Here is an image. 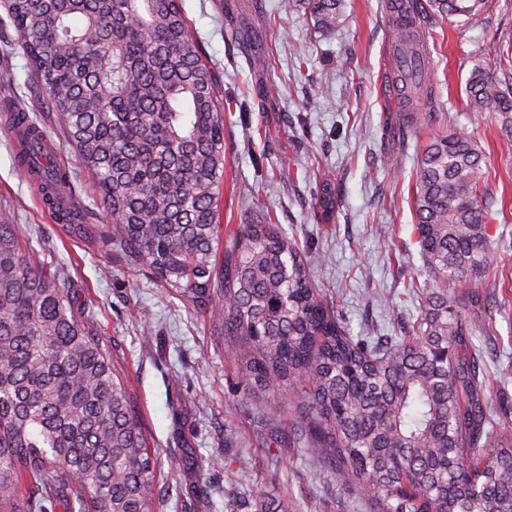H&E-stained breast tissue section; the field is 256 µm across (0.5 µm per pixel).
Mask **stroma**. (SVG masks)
Instances as JSON below:
<instances>
[{
    "label": "stroma",
    "mask_w": 512,
    "mask_h": 512,
    "mask_svg": "<svg viewBox=\"0 0 512 512\" xmlns=\"http://www.w3.org/2000/svg\"><path fill=\"white\" fill-rule=\"evenodd\" d=\"M386 0H345L336 32H316L295 0H183L186 22L224 102L222 240L238 225L273 219L297 238L310 276L351 336L400 335L423 308L428 278L411 199L415 162L431 135L454 128L490 157L496 199L486 222L497 266L471 309L493 410L512 406V141L470 111L465 84L490 41L512 42V0H491L469 23L444 22L427 39L434 120L407 145L386 127L395 98ZM265 67L252 64L253 57ZM0 219L50 266L64 268L77 303L117 343L121 367L160 471L152 512H371L358 482L314 469L292 434L294 412L269 409L238 375L224 326L168 297L116 245L68 233L17 167L6 109L36 114L29 66L15 34L0 36ZM47 139L89 212L102 207L54 121ZM336 187L333 221L315 208L324 177Z\"/></svg>",
    "instance_id": "35a3bbf8"
}]
</instances>
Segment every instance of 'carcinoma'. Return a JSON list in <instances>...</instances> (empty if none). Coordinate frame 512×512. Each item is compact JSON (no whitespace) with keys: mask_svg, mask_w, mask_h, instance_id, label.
Instances as JSON below:
<instances>
[{"mask_svg":"<svg viewBox=\"0 0 512 512\" xmlns=\"http://www.w3.org/2000/svg\"><path fill=\"white\" fill-rule=\"evenodd\" d=\"M299 2L317 32L336 31L344 0ZM488 7L408 0L402 17L388 0L400 88L389 129L405 136L432 121L430 77L402 68L425 54V29ZM11 29L29 93L75 147L109 220L86 224L58 207L70 172L45 152L39 120L16 112L19 165L59 223L119 245L169 296L221 319L248 390L293 406V436L313 464L359 481L372 512H512V435L497 431L460 300L464 282L494 265L487 161L470 136L442 131L417 161L414 231L431 286L412 334L372 345L349 335L276 225H238L217 259L224 106L182 0H9L0 34ZM481 55L512 72L498 42ZM466 95L512 138V76L478 63ZM316 208L333 220L332 181ZM65 280L0 224V512H150L156 450L119 356ZM23 474L34 491L22 490Z\"/></svg>","mask_w":512,"mask_h":512,"instance_id":"1","label":"carcinoma"}]
</instances>
